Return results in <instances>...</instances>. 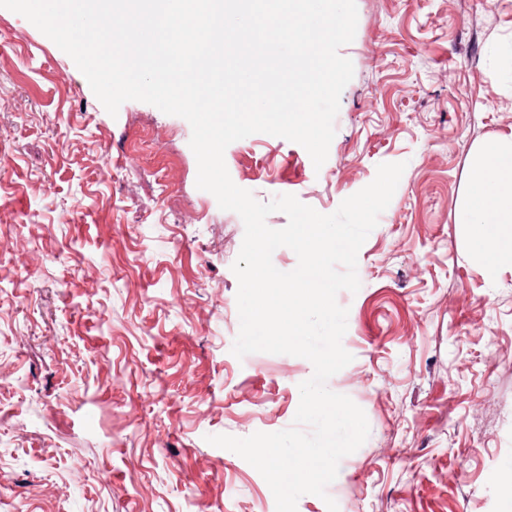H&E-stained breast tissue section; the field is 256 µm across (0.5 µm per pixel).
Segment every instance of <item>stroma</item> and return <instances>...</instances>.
<instances>
[{"label":"stroma","instance_id":"1","mask_svg":"<svg viewBox=\"0 0 512 512\" xmlns=\"http://www.w3.org/2000/svg\"><path fill=\"white\" fill-rule=\"evenodd\" d=\"M322 167L284 138L230 144L232 181L322 214L405 163L358 252L328 388L367 417L297 512H512V261L461 223L479 144L512 136V0H356ZM192 130L110 116L69 55L0 8V512H276L207 438L290 427L312 363L236 358L240 216L196 186Z\"/></svg>","mask_w":512,"mask_h":512}]
</instances>
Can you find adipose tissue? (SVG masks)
<instances>
[{"label":"adipose tissue","instance_id":"obj_1","mask_svg":"<svg viewBox=\"0 0 512 512\" xmlns=\"http://www.w3.org/2000/svg\"><path fill=\"white\" fill-rule=\"evenodd\" d=\"M464 221L492 261L512 258V140L478 145L466 184Z\"/></svg>","mask_w":512,"mask_h":512}]
</instances>
